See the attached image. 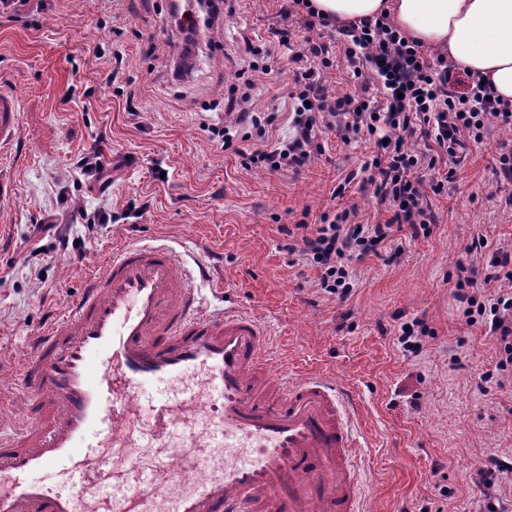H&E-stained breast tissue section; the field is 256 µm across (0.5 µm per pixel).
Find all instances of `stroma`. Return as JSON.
<instances>
[{"mask_svg":"<svg viewBox=\"0 0 512 512\" xmlns=\"http://www.w3.org/2000/svg\"><path fill=\"white\" fill-rule=\"evenodd\" d=\"M281 0H234L223 26L200 34L192 70L180 61L169 0H35L0 10V89L19 101L16 144L0 156L16 196L0 212V363H19L32 337L77 299L85 276L130 241L207 251L216 271L200 286L206 310L236 291L268 328L273 372L323 371L360 397L362 477L371 512H512V472L475 481L491 454H512V383L485 381L496 348L468 324L445 283L474 234L512 244V185L496 182L494 150L472 147L447 194L432 197L433 233L404 241L396 262L353 261L348 299L322 294L316 272L289 254L281 225L333 207L338 180L374 149L322 138L324 154L300 173L244 168L218 129L236 114L287 106L293 66L274 32ZM222 45L212 52L207 40ZM271 52L273 74L234 93L249 45ZM101 153L108 189L79 161ZM109 223L95 222L97 213ZM69 250L58 249V233ZM38 250L41 264L25 258ZM430 328L422 352L398 342L403 323ZM27 400L0 374V434Z\"/></svg>","mask_w":512,"mask_h":512,"instance_id":"35a3bbf8","label":"stroma"}]
</instances>
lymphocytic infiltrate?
I'll return each mask as SVG.
<instances>
[{
	"label": "lymphocytic infiltrate",
	"mask_w": 512,
	"mask_h": 512,
	"mask_svg": "<svg viewBox=\"0 0 512 512\" xmlns=\"http://www.w3.org/2000/svg\"><path fill=\"white\" fill-rule=\"evenodd\" d=\"M283 14L311 32L339 35L342 58L357 89L330 93L322 81L334 65L327 45L311 36L296 47L290 29H277L280 45L291 48L290 60L297 66L288 90L292 132L270 141L278 113L246 112L224 133L223 148L245 167L295 172L321 155L324 132H336L346 144L365 136L373 140L369 160L359 171L348 172L332 194L344 196L354 185L371 190L386 220L359 221L352 206L322 213L315 224L299 220L286 231L300 240L299 256L316 270L319 290L344 300L353 290L352 260L385 248L393 262L402 254L397 233L407 230L415 238L432 234L439 218L430 195H442L455 182L470 145H491L494 129H512V103L499 98L482 75L459 70L446 53L425 52L388 15L341 21L315 14L310 0H288ZM252 140L259 141V148L247 149ZM465 252L470 262L457 265L448 286L464 304L468 322L487 327L496 344V368L501 377L512 378V249L491 247L477 234ZM482 281L496 282L497 292L480 291Z\"/></svg>",
	"instance_id": "obj_1"
}]
</instances>
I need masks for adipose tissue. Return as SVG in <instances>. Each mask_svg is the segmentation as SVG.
Returning <instances> with one entry per match:
<instances>
[{
    "label": "adipose tissue",
    "instance_id": "adipose-tissue-1",
    "mask_svg": "<svg viewBox=\"0 0 512 512\" xmlns=\"http://www.w3.org/2000/svg\"><path fill=\"white\" fill-rule=\"evenodd\" d=\"M340 20L388 13L409 36L446 49L457 66L489 78L512 101V0H312Z\"/></svg>",
    "mask_w": 512,
    "mask_h": 512
}]
</instances>
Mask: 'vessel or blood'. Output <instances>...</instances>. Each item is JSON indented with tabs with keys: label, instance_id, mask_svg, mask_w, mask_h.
<instances>
[{
	"label": "vessel or blood",
	"instance_id": "b4317fda",
	"mask_svg": "<svg viewBox=\"0 0 512 512\" xmlns=\"http://www.w3.org/2000/svg\"><path fill=\"white\" fill-rule=\"evenodd\" d=\"M18 102L0 91V151ZM165 245L115 249L30 343L0 437V512H367L359 408L327 375L273 378L264 322L202 310ZM166 383L148 406L140 392Z\"/></svg>",
	"mask_w": 512,
	"mask_h": 512
}]
</instances>
